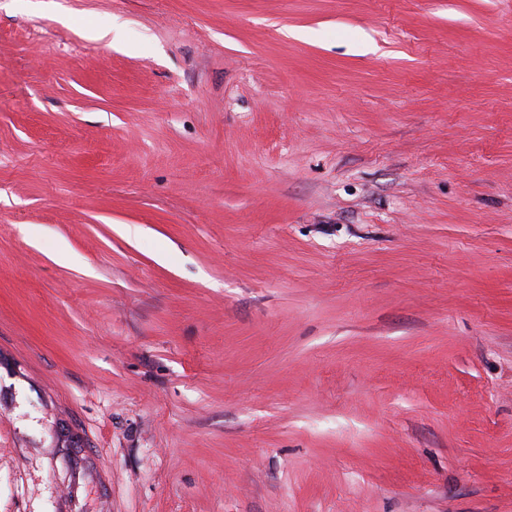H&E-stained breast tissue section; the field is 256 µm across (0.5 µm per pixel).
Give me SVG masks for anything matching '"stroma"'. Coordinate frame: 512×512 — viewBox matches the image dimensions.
<instances>
[{
  "label": "stroma",
  "mask_w": 512,
  "mask_h": 512,
  "mask_svg": "<svg viewBox=\"0 0 512 512\" xmlns=\"http://www.w3.org/2000/svg\"><path fill=\"white\" fill-rule=\"evenodd\" d=\"M0 512H512V0H0Z\"/></svg>",
  "instance_id": "35a3bbf8"
}]
</instances>
